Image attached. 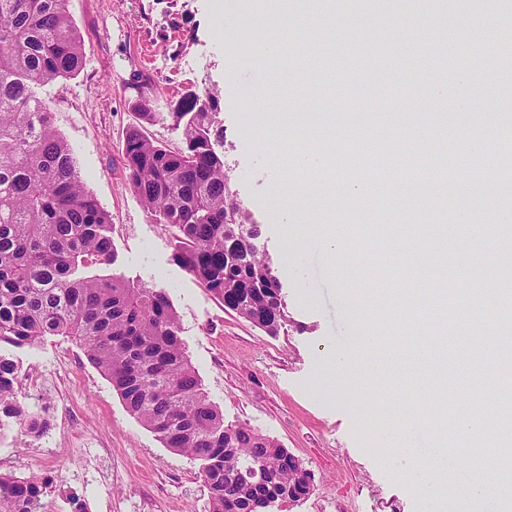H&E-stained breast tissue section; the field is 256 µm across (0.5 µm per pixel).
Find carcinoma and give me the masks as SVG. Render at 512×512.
Masks as SVG:
<instances>
[{"label": "carcinoma", "mask_w": 512, "mask_h": 512, "mask_svg": "<svg viewBox=\"0 0 512 512\" xmlns=\"http://www.w3.org/2000/svg\"><path fill=\"white\" fill-rule=\"evenodd\" d=\"M82 38L68 0H0V428L29 437L47 421L18 399L19 365L7 347L68 336L105 375L128 411L166 447L200 463L209 512H286L307 494L288 449L245 423H227L208 398L162 288L88 275L115 261L109 214L86 189L74 152L35 89L75 75ZM147 78L129 100L126 178L147 213L171 234L177 261L212 295L270 336L291 317L281 279L256 245L262 231L224 189L218 93L189 89L166 112ZM171 121L181 146L145 126ZM512 407L488 409L499 424ZM42 477L0 474V512H46Z\"/></svg>", "instance_id": "obj_1"}]
</instances>
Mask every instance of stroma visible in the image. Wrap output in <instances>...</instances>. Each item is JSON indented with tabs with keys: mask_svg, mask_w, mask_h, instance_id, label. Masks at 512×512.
<instances>
[{
	"mask_svg": "<svg viewBox=\"0 0 512 512\" xmlns=\"http://www.w3.org/2000/svg\"><path fill=\"white\" fill-rule=\"evenodd\" d=\"M252 6V0H69L84 63L75 76L38 95L51 102L55 126L72 146L88 191L110 216L116 260L95 272L166 289L187 354L225 421L259 428L314 472L315 489L293 512H453L450 490L431 502L408 476L413 455L427 479L442 476L448 465L431 448L418 447L426 423L399 445L391 432L423 394L442 398L461 377L456 371L435 377L419 362L416 340L426 330L400 312L393 290L399 284L411 296L426 290L407 279L420 224L447 236L448 252L436 265L461 303L471 301L475 281L495 279L505 261L497 241L476 236L459 215L477 197L488 222L512 223V185L476 190L474 165L483 155L470 139L474 127L491 136L489 114H512V103L500 99L498 73L477 84L463 80L472 60L502 54L495 31L512 17V0L493 7L435 0L452 48L432 54L424 51L426 32L409 20L412 0H366L356 15L380 25L374 37L336 12L340 44L305 39L296 19L310 2L298 0L293 20L279 31L290 52L269 57L261 68L252 63ZM142 74L156 81L162 106L189 89L221 92L224 164L238 201L263 228L261 242L296 321L288 332L267 335L226 309L175 260L171 235L130 188L122 143L136 122L128 108L130 86ZM255 100L278 116L317 114L322 126L305 138L278 127L260 130L248 110ZM441 105L473 121L448 137L445 151L432 153L435 164L450 170L446 193L408 192L413 169L400 149L393 170L374 177L356 199L313 197L299 210L272 205L277 187L311 178L303 156L342 160L358 143L390 137L406 114ZM377 112L390 116L379 131L365 119ZM323 224L338 225L344 238L342 274H334L319 245ZM461 252L475 253L478 265L461 271ZM343 280L360 289L381 286L372 297L371 323L382 338L370 356L400 370V382L337 376L336 359L356 349ZM13 356L21 367L20 399L47 418L48 428L36 439L16 426L5 429L0 473L44 477L47 512H74L79 502L88 512H209L199 464L166 448L133 417L75 341L49 336Z\"/></svg>",
	"mask_w": 512,
	"mask_h": 512,
	"instance_id": "obj_1",
	"label": "stroma"
}]
</instances>
